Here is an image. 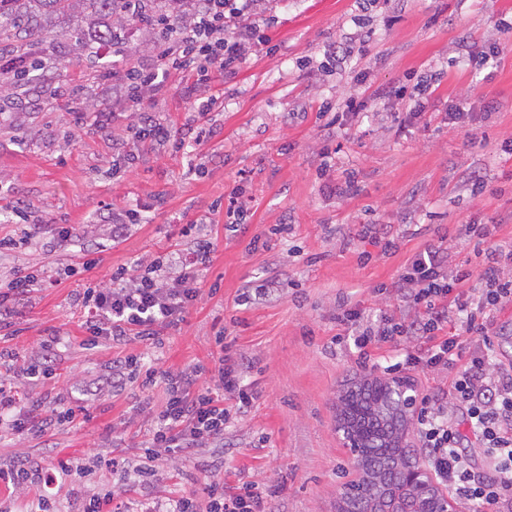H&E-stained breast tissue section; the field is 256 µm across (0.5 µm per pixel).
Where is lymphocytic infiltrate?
Here are the masks:
<instances>
[{
    "label": "lymphocytic infiltrate",
    "mask_w": 512,
    "mask_h": 512,
    "mask_svg": "<svg viewBox=\"0 0 512 512\" xmlns=\"http://www.w3.org/2000/svg\"><path fill=\"white\" fill-rule=\"evenodd\" d=\"M256 2L203 0L168 40L158 43L154 63L125 69L123 99L140 110L133 128L137 141L169 143L180 150L186 142L199 144L210 136L201 123L179 135L173 123L142 110L141 104L167 94L171 73L190 74L191 91L201 93L214 71L233 72L263 41ZM212 249L210 239L203 237L190 252H170L167 264L147 265L141 274L120 268L108 285L84 288L79 302L89 342L153 340L177 326L202 295L200 267ZM469 277L466 271L449 272L445 247L427 249L385 287L406 308V317L398 321L385 315L372 325L361 309L349 308L339 321L355 326L353 343L360 359L370 360L372 351L386 345L407 344L403 358L385 366L386 374L421 367L447 379V389L432 387L417 396L416 426L426 462L459 512H512V364L498 362L490 339L495 311L512 301V244L488 249L480 273L485 286L481 294L465 299L459 290ZM451 326L457 329L452 336L446 333ZM464 333L478 336L475 350L464 349ZM131 365L142 370L145 384L160 375L167 382L165 405L148 441L151 454L182 456L223 443L229 421L225 397L242 410L256 399L233 364L220 366L214 386L203 389L201 369L163 374L153 362L128 357L114 362L113 383H120ZM85 411L78 400L45 417L40 404L18 405L12 388L0 382V429L8 432L72 424ZM476 453L484 459L479 468L472 461ZM206 492L207 512H264L263 497L252 484L228 492L213 483Z\"/></svg>",
    "instance_id": "obj_1"
}]
</instances>
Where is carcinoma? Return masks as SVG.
Listing matches in <instances>:
<instances>
[{
    "label": "carcinoma",
    "instance_id": "cac0c4a2",
    "mask_svg": "<svg viewBox=\"0 0 512 512\" xmlns=\"http://www.w3.org/2000/svg\"><path fill=\"white\" fill-rule=\"evenodd\" d=\"M189 0H0V47L25 59L13 87L44 80L55 63L53 45L65 36L73 50L86 53L88 40L121 46L130 25L149 27L167 38L186 15ZM339 430L362 448L359 494L351 512H398L420 507L419 492L400 481V467L411 456L402 445L405 417L387 384H354L339 398Z\"/></svg>",
    "mask_w": 512,
    "mask_h": 512
}]
</instances>
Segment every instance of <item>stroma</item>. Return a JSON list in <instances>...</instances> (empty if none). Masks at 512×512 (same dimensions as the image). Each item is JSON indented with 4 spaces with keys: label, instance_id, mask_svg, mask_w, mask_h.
<instances>
[{
    "label": "stroma",
    "instance_id": "obj_1",
    "mask_svg": "<svg viewBox=\"0 0 512 512\" xmlns=\"http://www.w3.org/2000/svg\"><path fill=\"white\" fill-rule=\"evenodd\" d=\"M262 44L233 74H215L206 92L213 103L208 142L184 150L131 139V110L118 104V86L102 82L67 45L47 73L48 84L78 88L94 110L110 112L104 129L77 127L50 98L27 85L0 100V236H32L34 243L0 251V278L15 271L47 273L57 285L17 305L7 345L16 356L1 376L23 401L59 409L85 382L110 373L114 359L141 355L161 369L217 370L222 345L243 357L242 375L257 399L247 411L224 405L231 418L224 445L186 457L146 460L145 445L164 401V383L134 382L90 400L89 419L47 433L0 437V466L19 460L55 478L24 493L0 486V512H30L49 494L53 512H79L110 487H126L124 512H142L160 497L195 493L206 505L212 481L232 489L248 482L267 512H336L337 498L356 471L336 429L337 392L365 375L341 305L372 317H403L395 298L378 293L415 254L442 244L449 266L471 271L463 289L477 293L484 251L512 244V0H264ZM157 39L133 28L121 50L98 44L101 61L125 67L151 62ZM501 46L491 64L475 58ZM435 75L423 114L392 88ZM169 94L154 103L176 127L197 113L188 82L169 78ZM388 95H379V88ZM356 97L365 107L342 126H328L326 105ZM469 103L474 119L459 130L448 122L450 102ZM129 152V171L113 172V156ZM483 192L472 193L471 174ZM248 198L244 223L229 225L231 196ZM20 204L24 215L11 207ZM139 210L138 224L112 240L102 213ZM69 224L70 240L56 243L52 227ZM285 232H277V225ZM465 224H488L490 238L461 234ZM214 244L203 273L216 295H202L175 328L158 340L85 345L77 294L87 281L151 261L192 237ZM397 238L383 251L382 237ZM263 247H253L254 238ZM99 263L68 276L86 248ZM279 282L276 300L239 304L246 283ZM56 339L57 376L32 384L25 371L39 346ZM147 465L149 483H131L106 459Z\"/></svg>",
    "mask_w": 512,
    "mask_h": 512
}]
</instances>
